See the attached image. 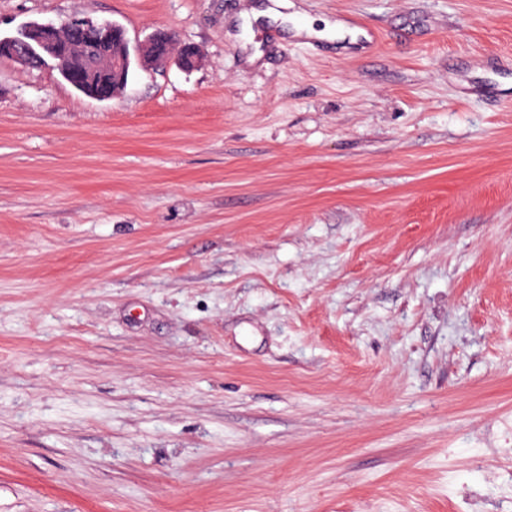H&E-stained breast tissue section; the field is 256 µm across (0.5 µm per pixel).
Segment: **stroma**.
<instances>
[{
    "label": "stroma",
    "mask_w": 512,
    "mask_h": 512,
    "mask_svg": "<svg viewBox=\"0 0 512 512\" xmlns=\"http://www.w3.org/2000/svg\"><path fill=\"white\" fill-rule=\"evenodd\" d=\"M0 0L194 46L0 58V512H512V0ZM174 34L168 31H156L151 34L143 43L137 44L136 48L141 55L148 49H153L155 54L154 65H162L169 59L174 50L176 42Z\"/></svg>",
    "instance_id": "1"
}]
</instances>
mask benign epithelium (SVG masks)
Returning <instances> with one entry per match:
<instances>
[{
    "label": "benign epithelium",
    "instance_id": "1",
    "mask_svg": "<svg viewBox=\"0 0 512 512\" xmlns=\"http://www.w3.org/2000/svg\"><path fill=\"white\" fill-rule=\"evenodd\" d=\"M115 39L128 43L124 39V31L114 24H98L89 18L73 17L59 25L30 23L15 36L1 37L0 47L4 48L7 58L23 66H37L47 59L53 61L63 77L75 86H85L87 74L97 73L101 83L93 90V97L104 101L112 99L125 87L122 77L130 64L127 49L115 57L110 49L101 51ZM72 45L92 47L94 51L78 63L71 52ZM175 45L174 34L156 31L136 48L140 54L153 49L154 64L162 65L169 59Z\"/></svg>",
    "mask_w": 512,
    "mask_h": 512
}]
</instances>
